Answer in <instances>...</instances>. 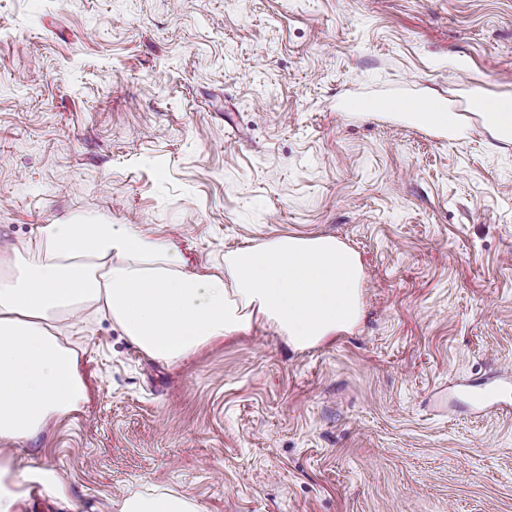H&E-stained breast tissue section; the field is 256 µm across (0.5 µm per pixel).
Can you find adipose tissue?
<instances>
[{
    "label": "adipose tissue",
    "instance_id": "obj_1",
    "mask_svg": "<svg viewBox=\"0 0 512 512\" xmlns=\"http://www.w3.org/2000/svg\"><path fill=\"white\" fill-rule=\"evenodd\" d=\"M41 251L0 249V512L37 497L71 502L56 471L20 468L16 442L89 397L79 354L56 324L89 307L143 353L175 367L206 346L272 327L295 351L353 333L363 317L359 255L331 236H277L224 253L223 272L187 269L170 240L77 218L38 229ZM114 512H201L194 498L133 492Z\"/></svg>",
    "mask_w": 512,
    "mask_h": 512
}]
</instances>
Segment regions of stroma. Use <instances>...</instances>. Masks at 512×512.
<instances>
[{"mask_svg": "<svg viewBox=\"0 0 512 512\" xmlns=\"http://www.w3.org/2000/svg\"><path fill=\"white\" fill-rule=\"evenodd\" d=\"M512 96V0H0V247L74 215L172 239L188 267L332 235L358 330L269 328L158 364L67 320L85 411L18 443L76 512L159 487L203 512H512V416L435 387L512 366V144L348 100Z\"/></svg>", "mask_w": 512, "mask_h": 512, "instance_id": "1", "label": "stroma"}]
</instances>
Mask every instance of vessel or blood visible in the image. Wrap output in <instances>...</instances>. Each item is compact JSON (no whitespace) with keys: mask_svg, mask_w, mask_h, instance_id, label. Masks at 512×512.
<instances>
[{"mask_svg":"<svg viewBox=\"0 0 512 512\" xmlns=\"http://www.w3.org/2000/svg\"><path fill=\"white\" fill-rule=\"evenodd\" d=\"M450 108L477 119L484 113L497 111L498 100L488 95H472L453 105L443 98L421 99L416 105L420 112H444ZM433 401L435 407L443 412L511 414L512 368L493 367L478 377L450 383L448 388H435Z\"/></svg>","mask_w":512,"mask_h":512,"instance_id":"obj_1","label":"vessel or blood"}]
</instances>
